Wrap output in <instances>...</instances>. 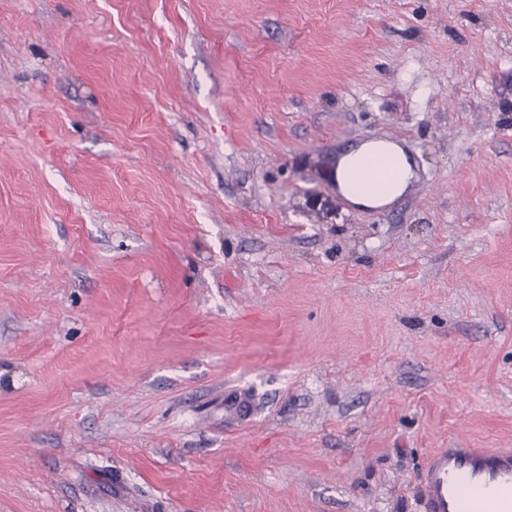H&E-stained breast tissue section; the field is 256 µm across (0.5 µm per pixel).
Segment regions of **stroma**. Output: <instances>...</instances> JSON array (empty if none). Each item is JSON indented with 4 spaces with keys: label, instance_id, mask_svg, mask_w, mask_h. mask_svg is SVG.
<instances>
[{
    "label": "stroma",
    "instance_id": "obj_1",
    "mask_svg": "<svg viewBox=\"0 0 512 512\" xmlns=\"http://www.w3.org/2000/svg\"><path fill=\"white\" fill-rule=\"evenodd\" d=\"M439 448H512V0H0V512H423ZM413 176L405 151L393 144H364L343 156L336 179L357 205L379 207L401 196Z\"/></svg>",
    "mask_w": 512,
    "mask_h": 512
}]
</instances>
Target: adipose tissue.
<instances>
[{"instance_id": "obj_1", "label": "adipose tissue", "mask_w": 512, "mask_h": 512, "mask_svg": "<svg viewBox=\"0 0 512 512\" xmlns=\"http://www.w3.org/2000/svg\"><path fill=\"white\" fill-rule=\"evenodd\" d=\"M413 176L405 151L388 143L364 144L343 156L336 179L347 198L379 207L401 196Z\"/></svg>"}]
</instances>
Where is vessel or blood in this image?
<instances>
[{
    "mask_svg": "<svg viewBox=\"0 0 512 512\" xmlns=\"http://www.w3.org/2000/svg\"><path fill=\"white\" fill-rule=\"evenodd\" d=\"M425 512H512V448H442L422 471Z\"/></svg>",
    "mask_w": 512,
    "mask_h": 512,
    "instance_id": "1",
    "label": "vessel or blood"
}]
</instances>
